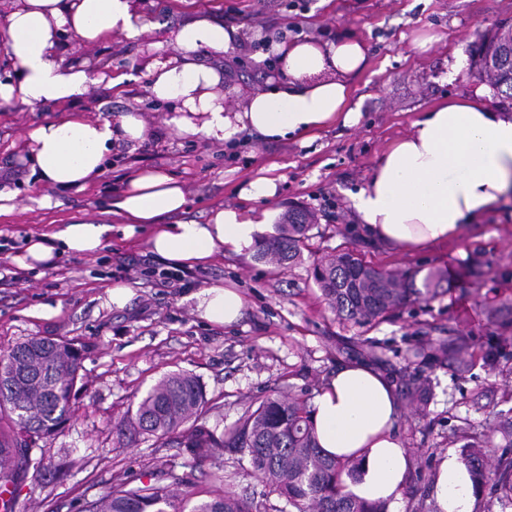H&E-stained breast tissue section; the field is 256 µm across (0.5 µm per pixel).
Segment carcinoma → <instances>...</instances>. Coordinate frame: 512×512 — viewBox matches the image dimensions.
I'll list each match as a JSON object with an SVG mask.
<instances>
[{
    "label": "carcinoma",
    "mask_w": 512,
    "mask_h": 512,
    "mask_svg": "<svg viewBox=\"0 0 512 512\" xmlns=\"http://www.w3.org/2000/svg\"><path fill=\"white\" fill-rule=\"evenodd\" d=\"M477 73L501 97L512 100V27L500 28L481 40L473 55ZM314 227L304 210L288 213L279 234L266 239L257 259L286 269L301 258V245ZM417 272L389 271L364 262L351 252L317 263L313 276L336 314L364 324L383 318L437 292L443 275L431 271L424 289L416 287ZM413 356L430 366L450 359L445 347L421 345ZM82 349L60 339L39 336L0 349V486H11L39 471L41 461L30 449L61 434L72 418V397L80 378ZM430 380L414 375L405 381L404 397L422 404L430 394ZM205 390L190 372L177 370L159 378L113 425L127 444L144 437L171 441L196 460L210 459L224 471V450L249 457L250 463L284 505L271 512H385V505L368 503L346 492L345 479L358 465L330 457L320 448L312 411L307 402L276 395L247 409L221 432L207 426ZM501 453L484 463L490 436L462 431L461 450L476 488L475 512H492L494 503H512V418L499 422ZM183 477L170 464L159 468L153 482L112 484L109 491L84 512H259L248 498L224 487L221 494L191 503L192 493L175 486Z\"/></svg>",
    "instance_id": "obj_1"
}]
</instances>
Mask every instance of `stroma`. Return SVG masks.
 <instances>
[{"label":"stroma","mask_w":512,"mask_h":512,"mask_svg":"<svg viewBox=\"0 0 512 512\" xmlns=\"http://www.w3.org/2000/svg\"><path fill=\"white\" fill-rule=\"evenodd\" d=\"M134 6L145 25L138 38L114 34L87 46L72 36L59 44L66 61L106 60L122 85L98 81L62 105L0 103V187L12 189L20 204L0 214V235L15 242L0 255V269L18 274L0 285V347L55 336L83 348L74 415L62 434L32 448L43 467L14 486L15 512H80L114 480L148 481L164 460L175 463L195 500L209 499L216 486L210 462L152 438L128 446L112 431L134 398L169 371L187 370L200 379L209 401L206 424L223 427L273 394L315 398L340 364L367 363L377 352L383 356L379 369L400 377L417 372L407 360L416 345L442 343L454 350L465 336L476 365L462 376L451 364L432 368L431 397L417 408L402 405L398 420L399 437L412 456L401 512H427L430 488L417 482L416 473L459 452L456 429L490 432L498 413L512 409V360L494 368L479 361L489 347L512 343V326L505 324L512 319V205L497 207L453 243L409 254L371 239L350 196L364 187L386 145L441 101L463 97L500 109L469 58L483 36L512 24V0H134ZM199 13L242 34L232 53L203 54L229 71L227 105L236 111L270 79L264 60L270 40H363L366 65L351 79L358 122L332 124L308 142L269 141L245 131L232 148L170 132L164 120L174 105L151 95L147 74L167 30ZM128 112L143 118L146 137L112 151L93 183L60 191L32 175L25 140L31 127L75 114L115 120ZM142 168L164 170L184 186L187 205L167 216L170 224H203L217 207L243 206L240 188L272 169L278 182L266 204L272 213L269 235L277 234L291 209L307 210L316 219L300 262L276 270L249 250L220 252L205 266L178 268L152 254L146 233L123 240L121 219L108 209L128 177ZM79 219L112 224L114 232L99 253L65 255L48 269L21 267L29 237ZM348 249L383 268L442 271L443 288L436 298L379 322L344 321L315 283L313 266L328 253ZM477 255L486 274L473 284L464 271ZM119 283L132 291L121 306L109 294ZM215 285L243 295L237 323L216 326L196 312L190 294ZM224 480L262 510L279 502L237 454L225 453Z\"/></svg>","instance_id":"1"}]
</instances>
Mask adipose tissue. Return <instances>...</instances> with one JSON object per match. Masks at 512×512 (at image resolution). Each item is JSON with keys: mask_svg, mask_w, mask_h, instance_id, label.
<instances>
[{"mask_svg": "<svg viewBox=\"0 0 512 512\" xmlns=\"http://www.w3.org/2000/svg\"><path fill=\"white\" fill-rule=\"evenodd\" d=\"M84 44L120 33L140 35L132 0H17L0 23V56L16 69V78L0 81V101L23 105L62 104L83 96L89 75L66 62L58 50L61 29ZM240 34L208 17L168 30L169 56L149 74L151 94L180 106L166 126L180 135L232 142L242 130L267 139L301 136L334 121L358 118L350 107L351 76L366 60L355 38L319 44L312 40L273 43L280 62L279 81L251 93L243 109L228 111L220 90L223 73L201 61L199 53L234 50ZM139 114L119 121L66 117L41 123L27 137L33 172L47 185L84 188L104 172L113 147L144 140ZM277 191L275 178L250 181L242 196L250 208H218L203 224H168L165 216L184 210L187 197L167 173L135 172L112 200L110 211L126 222L152 230L148 243L161 260L183 268L206 263L215 253L251 249L269 219L254 209ZM512 199V113L496 111L468 98H451L412 125L407 135L378 155L369 180L352 196V206L367 234L402 252H415L459 239L472 224ZM111 225L78 220L50 237L29 239L24 267H53L61 253L90 256L104 245ZM199 316L211 324L238 321L245 307L233 288L211 286L195 293ZM399 398L384 373L363 363L339 367L322 386L313 406L318 442L325 453L358 464L349 490L359 499L384 503L399 512L401 490L411 458L395 426ZM475 485L467 466L454 454L441 460L431 490L435 512H473Z\"/></svg>", "mask_w": 512, "mask_h": 512, "instance_id": "adipose-tissue-1", "label": "adipose tissue"}]
</instances>
